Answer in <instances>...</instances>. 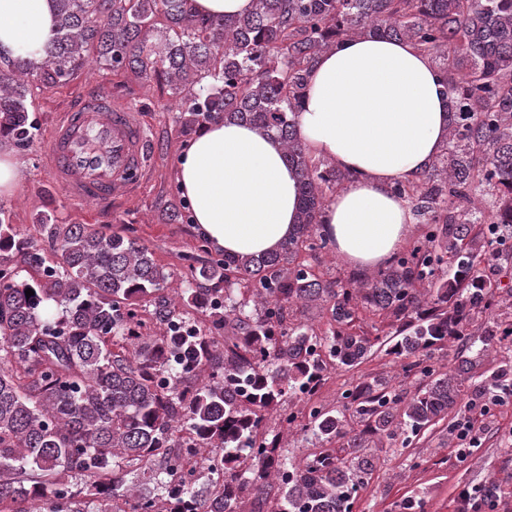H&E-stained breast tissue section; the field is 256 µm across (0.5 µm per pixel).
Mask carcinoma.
I'll list each match as a JSON object with an SVG mask.
<instances>
[{"label": "carcinoma", "mask_w": 512, "mask_h": 512, "mask_svg": "<svg viewBox=\"0 0 512 512\" xmlns=\"http://www.w3.org/2000/svg\"><path fill=\"white\" fill-rule=\"evenodd\" d=\"M55 9L41 64L0 56V138L34 144L36 80L52 89L91 62L165 77L182 133L229 120L279 140L299 177L297 224L273 252L215 253L174 292L143 242L48 215L25 235L0 204V512H353L374 449L407 448L447 420L467 381L475 401L512 383V355L479 375L468 357L433 361L450 343L479 357L486 338L512 336L500 280L512 268V0H254L224 18L187 0ZM368 36L430 56L451 95L448 134L427 171L392 188L419 235L385 268L327 279L317 226L351 175L309 153L298 107L319 56ZM166 221L192 223L187 199ZM376 346L413 389L368 374L340 409H288ZM283 432L320 447L295 466ZM202 459L222 481L197 477ZM157 463L160 492L128 481Z\"/></svg>", "instance_id": "1"}]
</instances>
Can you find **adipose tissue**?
Instances as JSON below:
<instances>
[{
	"instance_id": "ef3b65f1",
	"label": "adipose tissue",
	"mask_w": 512,
	"mask_h": 512,
	"mask_svg": "<svg viewBox=\"0 0 512 512\" xmlns=\"http://www.w3.org/2000/svg\"><path fill=\"white\" fill-rule=\"evenodd\" d=\"M56 28L54 0H0V53L41 62ZM450 104L429 56L410 42L352 38L319 57L297 127L313 156L353 176L322 216L350 266H384L407 240L413 215L391 189L429 169ZM177 181L200 232L225 254L271 252L294 231L297 173L280 142L257 129L200 128L178 159Z\"/></svg>"
}]
</instances>
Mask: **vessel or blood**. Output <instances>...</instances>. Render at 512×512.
<instances>
[{
	"mask_svg": "<svg viewBox=\"0 0 512 512\" xmlns=\"http://www.w3.org/2000/svg\"><path fill=\"white\" fill-rule=\"evenodd\" d=\"M147 138L136 112L109 94H84L53 126V181L72 198L105 203L127 196L145 174Z\"/></svg>",
	"mask_w": 512,
	"mask_h": 512,
	"instance_id": "vessel-or-blood-1",
	"label": "vessel or blood"
}]
</instances>
